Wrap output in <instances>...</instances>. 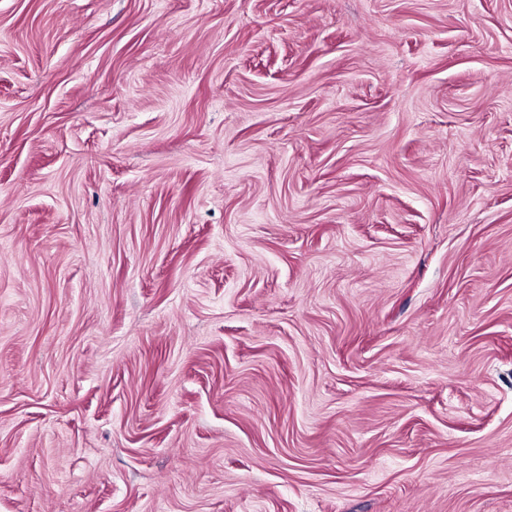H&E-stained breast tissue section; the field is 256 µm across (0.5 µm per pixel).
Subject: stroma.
<instances>
[{
  "instance_id": "35a3bbf8",
  "label": "stroma",
  "mask_w": 512,
  "mask_h": 512,
  "mask_svg": "<svg viewBox=\"0 0 512 512\" xmlns=\"http://www.w3.org/2000/svg\"><path fill=\"white\" fill-rule=\"evenodd\" d=\"M0 512H512V0H0Z\"/></svg>"
}]
</instances>
